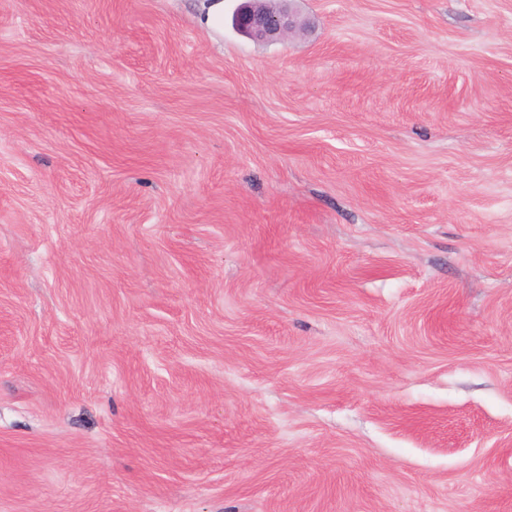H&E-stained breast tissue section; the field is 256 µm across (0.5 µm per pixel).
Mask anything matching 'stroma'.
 <instances>
[{"instance_id": "obj_1", "label": "stroma", "mask_w": 512, "mask_h": 512, "mask_svg": "<svg viewBox=\"0 0 512 512\" xmlns=\"http://www.w3.org/2000/svg\"><path fill=\"white\" fill-rule=\"evenodd\" d=\"M0 0V512H512V0ZM242 1L234 16V25L256 42H276L287 34L307 29L293 7L297 0Z\"/></svg>"}]
</instances>
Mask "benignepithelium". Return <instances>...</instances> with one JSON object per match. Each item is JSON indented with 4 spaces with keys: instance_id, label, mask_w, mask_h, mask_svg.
Instances as JSON below:
<instances>
[{
    "instance_id": "1",
    "label": "benign epithelium",
    "mask_w": 512,
    "mask_h": 512,
    "mask_svg": "<svg viewBox=\"0 0 512 512\" xmlns=\"http://www.w3.org/2000/svg\"><path fill=\"white\" fill-rule=\"evenodd\" d=\"M296 0H243L235 16L237 30L256 42H276L285 36L303 32V22L293 3Z\"/></svg>"
}]
</instances>
